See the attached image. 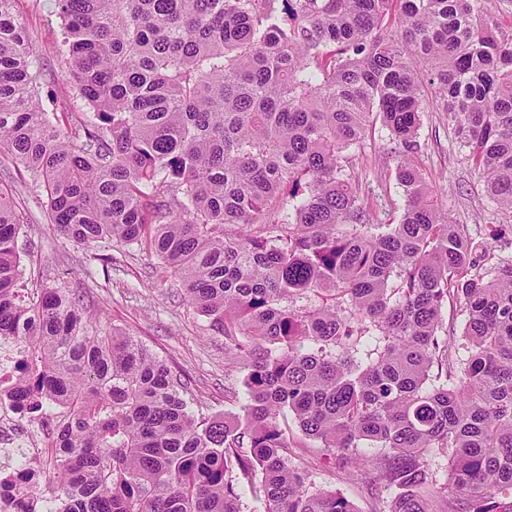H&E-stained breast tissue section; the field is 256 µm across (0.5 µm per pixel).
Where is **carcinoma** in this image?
<instances>
[{"label": "carcinoma", "mask_w": 512, "mask_h": 512, "mask_svg": "<svg viewBox=\"0 0 512 512\" xmlns=\"http://www.w3.org/2000/svg\"><path fill=\"white\" fill-rule=\"evenodd\" d=\"M0 0V153L80 243L148 247L224 334L241 413L195 415L184 376L69 288L27 286L0 187V344L42 448H0L12 512H357L295 438L361 472L388 512H512V262L480 263L403 156L396 224L369 221L347 152L376 121L409 152L425 89L512 212V33L485 0H55L94 119L41 110L31 39ZM314 295L315 306L293 300ZM467 314L464 366L448 296ZM448 458L445 480L431 460Z\"/></svg>", "instance_id": "obj_1"}]
</instances>
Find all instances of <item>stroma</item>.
Returning <instances> with one entry per match:
<instances>
[{
    "instance_id": "35a3bbf8",
    "label": "stroma",
    "mask_w": 512,
    "mask_h": 512,
    "mask_svg": "<svg viewBox=\"0 0 512 512\" xmlns=\"http://www.w3.org/2000/svg\"><path fill=\"white\" fill-rule=\"evenodd\" d=\"M15 10L29 32L42 73L35 87L42 108L51 114L68 113L73 120L85 116L89 108L60 64L63 35L55 0H17ZM413 158L449 219L468 225L472 237L482 238L489 224H512V212L500 209L487 195L482 173L469 162L467 148L438 107L421 117ZM399 159L398 146L378 124L348 152L346 170L359 179L373 223H397L404 211L406 198L396 180ZM0 185L12 189L27 217L25 278L74 289L102 323L122 329L186 374L194 394L193 412L214 415L228 410L227 396L243 373L225 371L224 336L196 311L178 275L139 246L119 241L87 245L61 234L36 201L43 188L1 153ZM304 454L316 469L317 484L344 493L359 512L378 508L356 473L323 460L317 448H306Z\"/></svg>"
}]
</instances>
